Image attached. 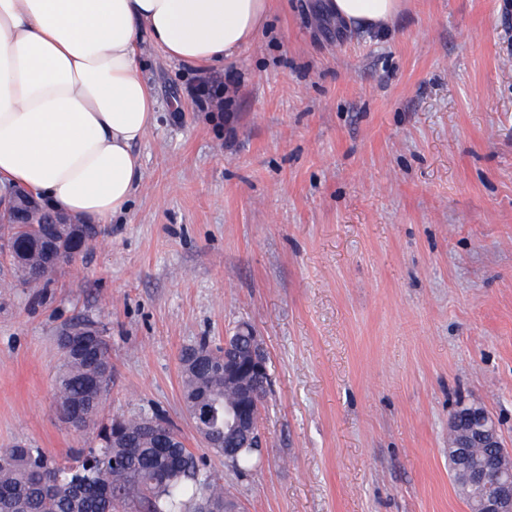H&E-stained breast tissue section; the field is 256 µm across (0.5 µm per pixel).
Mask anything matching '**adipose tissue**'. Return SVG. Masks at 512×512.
<instances>
[{
	"instance_id": "ef3b65f1",
	"label": "adipose tissue",
	"mask_w": 512,
	"mask_h": 512,
	"mask_svg": "<svg viewBox=\"0 0 512 512\" xmlns=\"http://www.w3.org/2000/svg\"><path fill=\"white\" fill-rule=\"evenodd\" d=\"M403 0H328L337 20L386 28ZM270 0H0V195L109 224L143 178L133 147L157 121L144 46L188 66L236 57Z\"/></svg>"
}]
</instances>
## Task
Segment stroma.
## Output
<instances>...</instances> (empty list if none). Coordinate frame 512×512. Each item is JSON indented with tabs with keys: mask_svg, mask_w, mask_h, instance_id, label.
Masks as SVG:
<instances>
[{
	"mask_svg": "<svg viewBox=\"0 0 512 512\" xmlns=\"http://www.w3.org/2000/svg\"><path fill=\"white\" fill-rule=\"evenodd\" d=\"M273 0L237 59L146 48L159 110L127 214L22 286L0 259V448L73 462L53 406L60 331L112 353L101 419L168 420L246 512H469L448 419L484 405L512 446V0H405L384 32ZM227 108H200L199 80ZM246 324L270 385L261 464L208 450L181 350Z\"/></svg>",
	"mask_w": 512,
	"mask_h": 512,
	"instance_id": "obj_1",
	"label": "stroma"
}]
</instances>
